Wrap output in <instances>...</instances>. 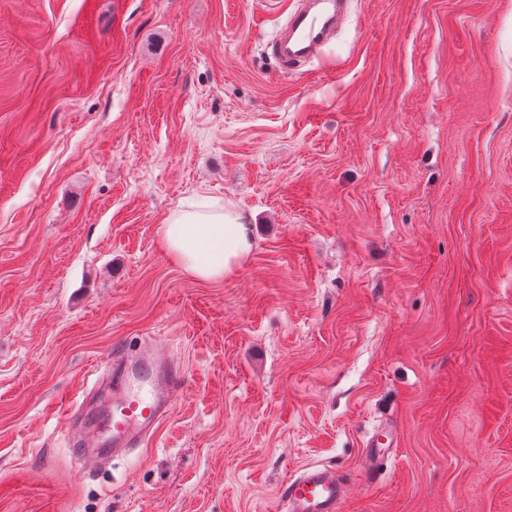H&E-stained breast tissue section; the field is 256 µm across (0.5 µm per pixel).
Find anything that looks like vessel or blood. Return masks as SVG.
I'll return each mask as SVG.
<instances>
[{
  "mask_svg": "<svg viewBox=\"0 0 512 512\" xmlns=\"http://www.w3.org/2000/svg\"><path fill=\"white\" fill-rule=\"evenodd\" d=\"M326 12L303 10L291 15L288 52L284 67H292L298 55L322 49L328 42L339 0H324ZM109 391L92 403L83 396L79 411H92L97 444L94 457L123 456L152 436L171 411L183 384L179 366L150 348L115 350L108 358ZM345 485L335 472L310 467L291 478L282 493L284 512H338Z\"/></svg>",
  "mask_w": 512,
  "mask_h": 512,
  "instance_id": "b4317fda",
  "label": "vessel or blood"
}]
</instances>
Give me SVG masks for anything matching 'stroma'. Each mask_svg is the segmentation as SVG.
<instances>
[{"label": "stroma", "mask_w": 512, "mask_h": 512, "mask_svg": "<svg viewBox=\"0 0 512 512\" xmlns=\"http://www.w3.org/2000/svg\"><path fill=\"white\" fill-rule=\"evenodd\" d=\"M0 0V512H512V0ZM242 211L188 276L158 230ZM184 369L97 471L64 438L118 346ZM342 0H315L310 3H325L323 12L302 10L294 13L289 19L288 27V55L306 54L322 49L328 42L333 15L325 13L331 9L335 11L336 4ZM167 254L192 278L221 282L252 250V232L244 216L231 208L192 204L161 224ZM344 495L345 485L336 472L310 467L285 485L282 505L285 512H338Z\"/></svg>", "instance_id": "1"}]
</instances>
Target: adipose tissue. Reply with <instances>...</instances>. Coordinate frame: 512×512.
<instances>
[{"instance_id": "1", "label": "adipose tissue", "mask_w": 512, "mask_h": 512, "mask_svg": "<svg viewBox=\"0 0 512 512\" xmlns=\"http://www.w3.org/2000/svg\"><path fill=\"white\" fill-rule=\"evenodd\" d=\"M161 243L192 278L220 282L252 250V232L243 215L231 208L193 204L170 214L160 227Z\"/></svg>"}]
</instances>
